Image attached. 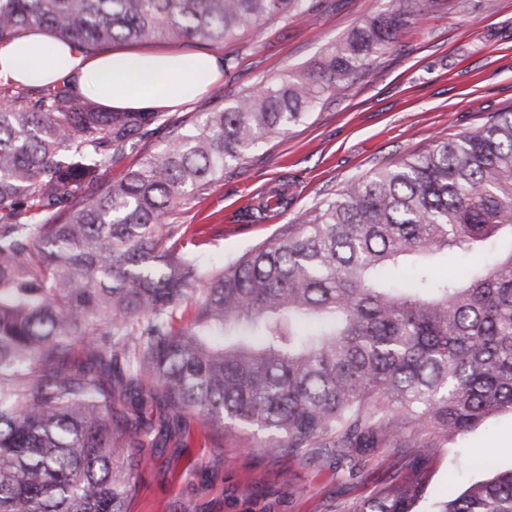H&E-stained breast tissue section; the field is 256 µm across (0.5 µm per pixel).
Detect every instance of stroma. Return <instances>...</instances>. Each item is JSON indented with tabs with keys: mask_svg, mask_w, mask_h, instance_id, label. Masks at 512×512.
Masks as SVG:
<instances>
[{
	"mask_svg": "<svg viewBox=\"0 0 512 512\" xmlns=\"http://www.w3.org/2000/svg\"><path fill=\"white\" fill-rule=\"evenodd\" d=\"M384 3L307 0L308 15L298 22L274 21L241 42L208 46L217 57L235 56L232 69L204 94L166 110L165 118L176 124L310 70ZM510 107L512 0H466L413 20L340 95L317 103L288 134L263 140L172 221L204 228L205 261L233 259L347 182ZM275 189L285 192L278 205L271 201ZM141 453L149 463L134 477L130 512H339L394 476L425 484L432 504L512 467V416L491 417L452 447L427 455L380 448L341 465L310 454L270 458L251 432L228 426L218 433L189 412L171 437Z\"/></svg>",
	"mask_w": 512,
	"mask_h": 512,
	"instance_id": "obj_1",
	"label": "stroma"
}]
</instances>
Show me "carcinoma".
Wrapping results in <instances>:
<instances>
[{
    "label": "carcinoma",
    "mask_w": 512,
    "mask_h": 512,
    "mask_svg": "<svg viewBox=\"0 0 512 512\" xmlns=\"http://www.w3.org/2000/svg\"><path fill=\"white\" fill-rule=\"evenodd\" d=\"M447 0H387L318 71L159 123L69 81L0 95V512H129L136 449L162 397L265 434L272 457L429 453L512 415V108L409 153L298 213L221 265L164 218L285 134L313 103ZM305 0H0V45L40 30L86 53L114 42L224 43L306 16ZM163 145L95 196L100 167ZM492 262L439 281L450 253ZM83 358H73L76 348ZM391 479L345 512H416ZM433 512H512V468Z\"/></svg>",
    "instance_id": "obj_1"
}]
</instances>
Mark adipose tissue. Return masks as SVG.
Segmentation results:
<instances>
[{"label": "adipose tissue", "instance_id": "adipose-tissue-1", "mask_svg": "<svg viewBox=\"0 0 512 512\" xmlns=\"http://www.w3.org/2000/svg\"><path fill=\"white\" fill-rule=\"evenodd\" d=\"M224 73L203 52L129 50L90 55L30 31L0 47V78L40 86L71 79L79 94L95 95L114 110H160L195 99Z\"/></svg>", "mask_w": 512, "mask_h": 512}]
</instances>
